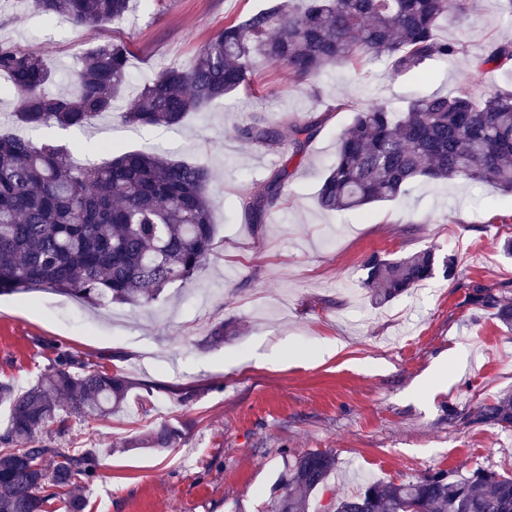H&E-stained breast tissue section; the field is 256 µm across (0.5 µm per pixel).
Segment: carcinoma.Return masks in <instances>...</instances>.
Segmentation results:
<instances>
[{
    "mask_svg": "<svg viewBox=\"0 0 512 512\" xmlns=\"http://www.w3.org/2000/svg\"><path fill=\"white\" fill-rule=\"evenodd\" d=\"M35 13L75 26L126 21L131 0H26ZM469 0H277L242 21L224 25L194 64L170 66L144 84L131 107L119 113L136 126L176 128L193 112L250 85L262 60L282 65L299 83L314 81L328 66L358 70L385 60L393 72L419 70L428 60L463 50L440 35V22L467 14ZM512 61V41L493 42L476 57L480 70ZM6 75L18 124L31 128L82 127L112 116L127 88L128 50L112 42L93 49L73 72L71 86L53 89L47 52L0 41V75ZM309 114L284 127L252 114L239 138L289 158L303 157L320 127ZM60 145L0 133V295L35 289L64 293L93 307L158 302L166 288L201 271L213 252L210 170L200 164L143 150H119L99 165H72ZM492 182L512 195V89L476 100L468 92L419 96L394 109L375 102L354 112L341 134L336 160L318 190L327 211L354 210L409 195L416 181ZM287 166L245 204L259 221L285 199ZM428 250L399 259L370 255L364 287L377 305L407 293L435 272ZM472 300L494 310L512 329V298L474 286ZM50 365L23 389L0 383L9 407L0 425V512H86L80 483L97 475L96 451L60 450L68 422H89L141 409L153 394L144 381L109 371L63 346ZM479 422L512 428V395L483 404ZM184 428L162 423L141 441L166 451ZM331 450H312L287 463L284 491L264 512H308L312 495L336 472ZM331 512H512V476L477 468L453 478L424 473L399 484L369 482L330 504Z\"/></svg>",
    "mask_w": 512,
    "mask_h": 512,
    "instance_id": "carcinoma-1",
    "label": "carcinoma"
}]
</instances>
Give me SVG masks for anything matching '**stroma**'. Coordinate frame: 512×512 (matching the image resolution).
Listing matches in <instances>:
<instances>
[{"instance_id": "35a3bbf8", "label": "stroma", "mask_w": 512, "mask_h": 512, "mask_svg": "<svg viewBox=\"0 0 512 512\" xmlns=\"http://www.w3.org/2000/svg\"><path fill=\"white\" fill-rule=\"evenodd\" d=\"M440 34L461 53L428 62L422 74H393L386 61L336 68L300 85L286 68L257 62L249 87L191 114L176 129L99 120L39 137L65 146L78 163L110 160L95 144L156 148L213 173V254L190 280L167 289L164 303L116 304L95 312L58 292L0 296V381L24 387L49 364L58 343L111 371L153 384L146 410L72 423L61 448L100 449L87 512H263L281 492L294 455L334 450L335 476L311 502L356 493L361 475L400 483L426 472L456 475L478 467L512 475V430L479 423L486 401L512 392V331L472 303L474 285L512 297V197L493 184L417 182L407 197L363 210L324 211L320 184L336 158L352 110L382 100L466 89L482 98L512 85V68L476 71L490 41L512 38L497 0H470ZM266 0H133L128 20L77 27L46 23L16 0H0V40L48 52L63 74L93 47L124 42L131 83L119 110L165 67H190L224 24L265 8ZM278 123L316 113L322 126L304 157L243 142L250 113ZM287 168L279 209L250 222L246 199ZM424 250L453 256L457 275L435 273L408 295L374 306L364 289L371 254L394 259ZM228 325L223 343H206ZM339 345L325 352L323 341ZM196 398L181 404L176 390ZM180 420L181 444L159 454L131 448L156 424Z\"/></svg>"}]
</instances>
